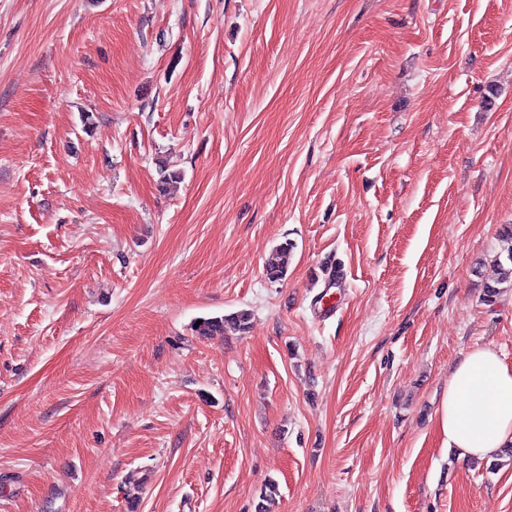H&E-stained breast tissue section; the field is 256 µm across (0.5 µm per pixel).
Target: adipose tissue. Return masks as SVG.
Instances as JSON below:
<instances>
[{"mask_svg": "<svg viewBox=\"0 0 512 512\" xmlns=\"http://www.w3.org/2000/svg\"><path fill=\"white\" fill-rule=\"evenodd\" d=\"M446 444L465 460L488 459L512 446V368L491 346L462 353L441 410Z\"/></svg>", "mask_w": 512, "mask_h": 512, "instance_id": "adipose-tissue-1", "label": "adipose tissue"}]
</instances>
